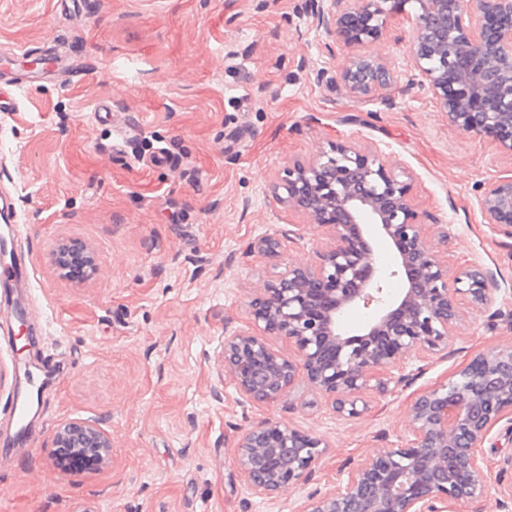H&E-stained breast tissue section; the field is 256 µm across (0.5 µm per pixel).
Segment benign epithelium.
Returning a JSON list of instances; mask_svg holds the SVG:
<instances>
[{
	"mask_svg": "<svg viewBox=\"0 0 512 512\" xmlns=\"http://www.w3.org/2000/svg\"><path fill=\"white\" fill-rule=\"evenodd\" d=\"M411 1L409 56L417 78L406 91L425 92L450 125L512 153V0H398L393 7L390 0H312V8L328 34L365 46L382 37L389 14ZM395 78L387 63L365 54L339 75L355 96ZM279 187L292 210L331 230L332 243L314 265L284 263L249 301L254 328L222 340V371L246 400L276 403L301 377L331 399L336 414L357 419L369 408L365 394L407 386L409 362L448 350L462 300L477 312L499 300L502 288L483 265L450 273L438 250L448 243V225H438L432 239L407 185L378 156L331 143L312 160L288 166ZM478 206L485 223L512 235V177L484 182ZM378 241L396 250V268L385 267ZM395 277L404 288L390 294L386 283ZM361 306L374 312L351 332L344 316ZM270 336L287 339L294 356L274 350ZM508 414L512 345L478 355L416 397L401 444L376 449L336 485L303 498L296 512H458L480 502L491 489L483 444ZM54 443L111 460L109 435L86 421L60 423ZM324 447L311 433L269 422L242 435L235 463L253 493L273 502L308 480Z\"/></svg>",
	"mask_w": 512,
	"mask_h": 512,
	"instance_id": "1",
	"label": "benign epithelium"
}]
</instances>
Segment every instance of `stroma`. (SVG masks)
<instances>
[{
    "mask_svg": "<svg viewBox=\"0 0 512 512\" xmlns=\"http://www.w3.org/2000/svg\"><path fill=\"white\" fill-rule=\"evenodd\" d=\"M309 0H0V70L40 59L42 82L11 90L0 112V195L11 197L28 249V285L0 288V311H32L36 344L15 353L18 325L0 320V512H294L381 445L396 444L412 400L477 355L512 344V237L484 224L476 195L512 176V154L467 134L413 76L406 12L368 46L398 83L354 97L336 85L357 49L328 45ZM378 155L406 183L420 223L447 225L448 267L490 268L507 293L497 316L464 311L447 356L411 384L344 419L300 387L279 402L242 400L219 371L225 330L252 327L248 301L284 262H317L331 241L272 191L288 164L329 143ZM274 238L267 253L255 241ZM85 246L96 271L62 275L61 243ZM49 378L30 444L7 446L25 364ZM63 419L98 423L112 459L58 466ZM279 421L320 437L308 481L271 504L235 464L240 436ZM486 499L512 488V425L483 445Z\"/></svg>",
    "mask_w": 512,
    "mask_h": 512,
    "instance_id": "1",
    "label": "stroma"
}]
</instances>
